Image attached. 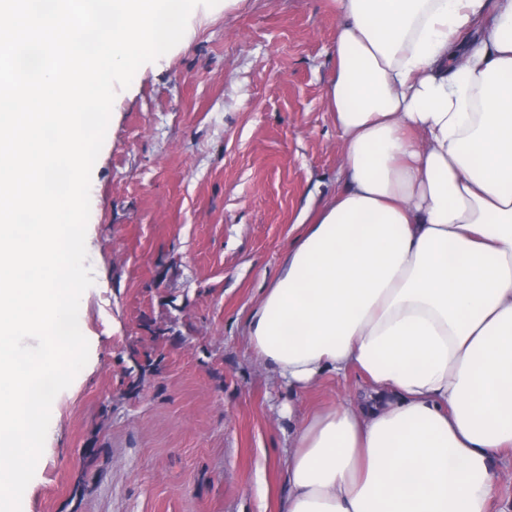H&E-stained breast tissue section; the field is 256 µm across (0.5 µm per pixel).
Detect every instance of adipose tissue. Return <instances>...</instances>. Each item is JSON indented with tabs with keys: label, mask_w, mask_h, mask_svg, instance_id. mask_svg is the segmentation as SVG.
Instances as JSON below:
<instances>
[{
	"label": "adipose tissue",
	"mask_w": 512,
	"mask_h": 512,
	"mask_svg": "<svg viewBox=\"0 0 512 512\" xmlns=\"http://www.w3.org/2000/svg\"><path fill=\"white\" fill-rule=\"evenodd\" d=\"M342 186L250 310L291 387L280 512H489L512 453V0H333Z\"/></svg>",
	"instance_id": "adipose-tissue-1"
}]
</instances>
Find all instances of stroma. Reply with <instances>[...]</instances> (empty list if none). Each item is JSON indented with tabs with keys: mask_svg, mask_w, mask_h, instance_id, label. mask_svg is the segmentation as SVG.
Instances as JSON below:
<instances>
[{
	"mask_svg": "<svg viewBox=\"0 0 512 512\" xmlns=\"http://www.w3.org/2000/svg\"><path fill=\"white\" fill-rule=\"evenodd\" d=\"M338 24L332 0L203 6L117 91L91 173L89 359L21 512H277L290 416L364 386L288 387L243 336L301 214L338 187Z\"/></svg>",
	"mask_w": 512,
	"mask_h": 512,
	"instance_id": "stroma-1",
	"label": "stroma"
}]
</instances>
